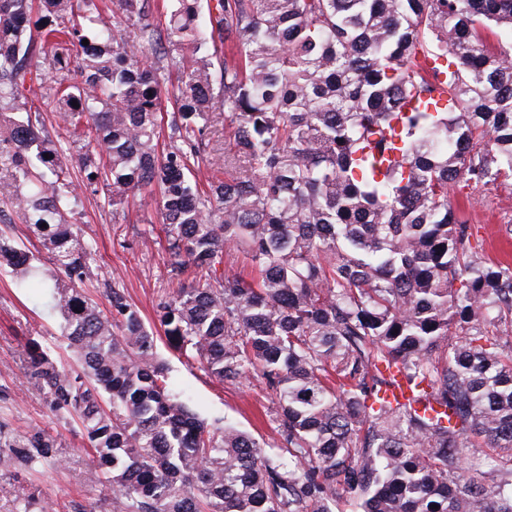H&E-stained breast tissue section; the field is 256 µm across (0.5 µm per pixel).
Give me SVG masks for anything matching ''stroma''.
I'll list each match as a JSON object with an SVG mask.
<instances>
[{
    "label": "stroma",
    "instance_id": "stroma-1",
    "mask_svg": "<svg viewBox=\"0 0 512 512\" xmlns=\"http://www.w3.org/2000/svg\"><path fill=\"white\" fill-rule=\"evenodd\" d=\"M53 82L43 79L27 86L26 107L43 112L51 140L63 162L75 167L79 155L88 153L86 143L73 140L68 127L52 113ZM451 197L462 221L470 224L494 262L512 264V246L499 229L512 222V183L499 181L473 190L457 183ZM83 237L98 251L93 277L98 287L87 288L89 297L108 309L101 283L125 289L129 300L158 335L157 353L170 368L175 386L184 390L206 419H228L262 445L280 444L277 424L270 416L273 399L259 377L238 384L219 382L174 351L158 321L156 306L178 281L172 273L173 259L158 228V197L141 193L122 206H112L105 190L92 193L78 189L68 216ZM62 319L51 305L47 291L13 288L6 273H0V425L16 439L40 433L55 443L54 457L34 468L0 469V512H15L18 503L33 494L52 501L55 512H108L112 484L85 461L86 437L76 422L56 418L29 384L25 370L30 340L59 350L66 366L75 361L61 337Z\"/></svg>",
    "mask_w": 512,
    "mask_h": 512
}]
</instances>
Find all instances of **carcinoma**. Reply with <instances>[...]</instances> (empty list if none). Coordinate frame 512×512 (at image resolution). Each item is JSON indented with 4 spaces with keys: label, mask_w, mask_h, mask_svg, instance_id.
<instances>
[{
    "label": "carcinoma",
    "mask_w": 512,
    "mask_h": 512,
    "mask_svg": "<svg viewBox=\"0 0 512 512\" xmlns=\"http://www.w3.org/2000/svg\"><path fill=\"white\" fill-rule=\"evenodd\" d=\"M109 2L110 24L96 0H0V221L50 255L78 368L32 342L29 378L78 418L110 512H512V265L450 198L512 180V0H166L164 28L153 0ZM47 69L100 155L84 187L157 191L175 271L205 273L158 303L165 336L222 382L259 373L281 446L199 417L124 289L109 317L84 294L69 168L17 106ZM201 158L224 170L206 191ZM230 246L258 281L221 271ZM0 268L46 276L2 234ZM396 372L407 403L386 398ZM7 448L0 467H29L53 443Z\"/></svg>",
    "instance_id": "cac0c4a2"
}]
</instances>
